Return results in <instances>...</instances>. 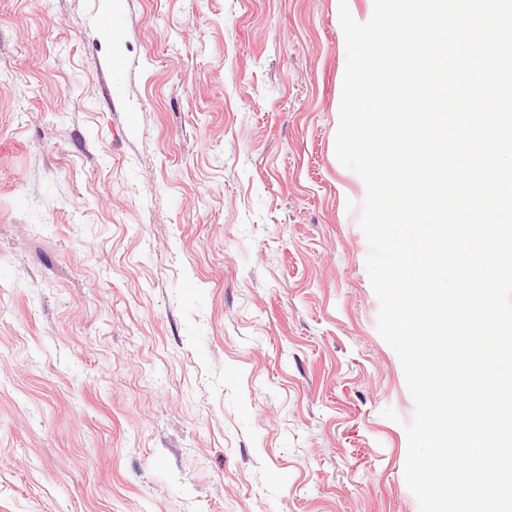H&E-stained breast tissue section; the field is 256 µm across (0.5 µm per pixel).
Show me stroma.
<instances>
[{
    "mask_svg": "<svg viewBox=\"0 0 512 512\" xmlns=\"http://www.w3.org/2000/svg\"><path fill=\"white\" fill-rule=\"evenodd\" d=\"M346 60L338 0H0V512H419Z\"/></svg>",
    "mask_w": 512,
    "mask_h": 512,
    "instance_id": "stroma-1",
    "label": "stroma"
}]
</instances>
